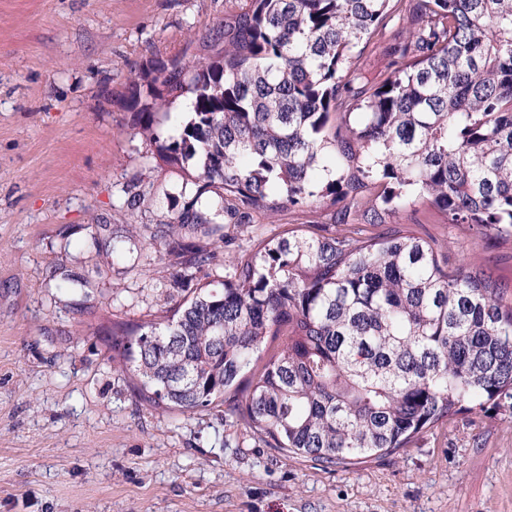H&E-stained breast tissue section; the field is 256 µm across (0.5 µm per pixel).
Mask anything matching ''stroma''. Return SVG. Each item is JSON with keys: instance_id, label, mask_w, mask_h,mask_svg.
<instances>
[{"instance_id": "obj_1", "label": "stroma", "mask_w": 512, "mask_h": 512, "mask_svg": "<svg viewBox=\"0 0 512 512\" xmlns=\"http://www.w3.org/2000/svg\"><path fill=\"white\" fill-rule=\"evenodd\" d=\"M237 0H0V512H512V415L350 465L266 447L223 408L141 402L112 334L136 335L242 252L297 223L255 215L176 282L150 223L193 194L127 107L158 60L193 53ZM150 206L125 205L134 181ZM457 265L512 277V247L431 225ZM120 242L124 254L104 245Z\"/></svg>"}]
</instances>
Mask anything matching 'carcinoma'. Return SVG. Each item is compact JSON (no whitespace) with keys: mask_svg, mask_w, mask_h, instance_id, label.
<instances>
[{"mask_svg":"<svg viewBox=\"0 0 512 512\" xmlns=\"http://www.w3.org/2000/svg\"><path fill=\"white\" fill-rule=\"evenodd\" d=\"M394 13L408 36L392 73L353 86ZM197 50L144 73L149 99L138 82L128 96L157 156L196 166L194 196L150 236L177 277L212 258L190 232L222 240L255 213L327 205L245 251L222 291L120 340L139 397L225 405L267 446L327 465L512 413V279L454 266L427 229L437 214L512 244V0H241ZM184 95L188 118L161 136L156 115ZM126 195L137 210L152 187ZM417 198L416 228L391 223Z\"/></svg>","mask_w":512,"mask_h":512,"instance_id":"carcinoma-1","label":"carcinoma"}]
</instances>
